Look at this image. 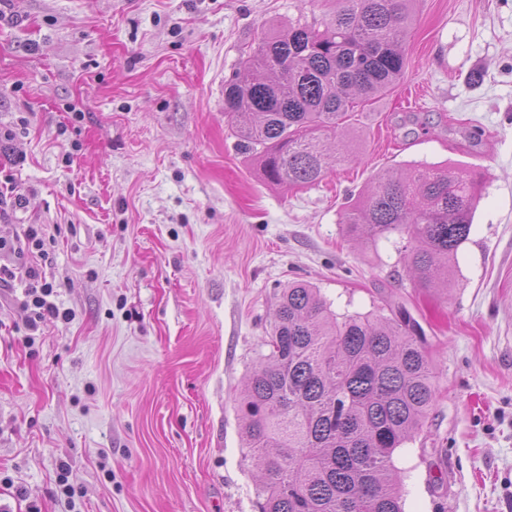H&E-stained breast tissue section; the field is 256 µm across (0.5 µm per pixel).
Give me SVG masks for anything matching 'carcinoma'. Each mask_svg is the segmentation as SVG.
Returning a JSON list of instances; mask_svg holds the SVG:
<instances>
[{"mask_svg":"<svg viewBox=\"0 0 512 512\" xmlns=\"http://www.w3.org/2000/svg\"><path fill=\"white\" fill-rule=\"evenodd\" d=\"M318 22L273 27L224 82V112L244 153L274 185L309 187L350 148L329 141L355 108L406 69L417 0H327ZM482 175L415 163L382 172L340 214L360 245L396 236L413 287L453 286ZM338 313L319 289H281L274 321L238 400L241 437L259 471L260 512H402L397 449L436 399L435 365L404 304Z\"/></svg>","mask_w":512,"mask_h":512,"instance_id":"obj_1","label":"carcinoma"}]
</instances>
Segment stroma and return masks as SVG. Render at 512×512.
Here are the masks:
<instances>
[{
    "mask_svg": "<svg viewBox=\"0 0 512 512\" xmlns=\"http://www.w3.org/2000/svg\"><path fill=\"white\" fill-rule=\"evenodd\" d=\"M300 16L323 7L0 0V173L22 195L0 237L45 225L36 262L69 313L29 329L23 283L0 288V512H259L236 396L291 281L340 313L391 297L425 331L437 398L394 455L404 512H512V0H418L403 77L297 190L243 153L224 82ZM411 161L484 174L446 292L339 222Z\"/></svg>",
    "mask_w": 512,
    "mask_h": 512,
    "instance_id": "1",
    "label": "stroma"
}]
</instances>
